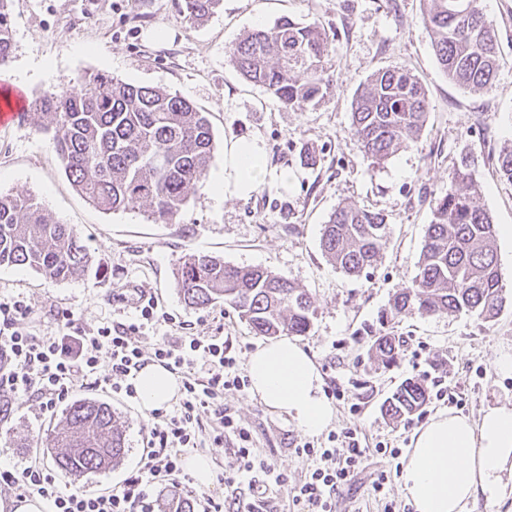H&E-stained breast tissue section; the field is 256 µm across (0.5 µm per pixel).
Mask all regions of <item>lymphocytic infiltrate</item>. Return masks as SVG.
<instances>
[{
    "instance_id": "f902f5d3",
    "label": "lymphocytic infiltrate",
    "mask_w": 512,
    "mask_h": 512,
    "mask_svg": "<svg viewBox=\"0 0 512 512\" xmlns=\"http://www.w3.org/2000/svg\"><path fill=\"white\" fill-rule=\"evenodd\" d=\"M31 305L21 300L0 301V395L11 402L37 399L42 413L56 414L77 381H93L132 398L137 390L129 379L153 356L179 374L183 397L172 415L145 427L146 455L140 467L122 484L93 495L76 489L61 491L54 476L31 456L24 466L0 470V483L20 496L38 497L50 512H155L158 488L177 489L184 475L183 452L210 441L223 444L232 437L238 443L224 472L225 483L252 471H260L265 483L290 487L297 512H335L336 496L363 469L366 450L357 431L343 433L336 448L303 444L297 453L312 457L316 465L303 481L289 485L287 475L274 463L261 458L249 429L224 406L226 391L243 390L248 380L218 336L161 337L152 354L140 345L144 325L159 320L158 304H140V322L95 330L79 327L71 312H63L57 328L48 336H37L25 324ZM110 365V374L100 372Z\"/></svg>"
}]
</instances>
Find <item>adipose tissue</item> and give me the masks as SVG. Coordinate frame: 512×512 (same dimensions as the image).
<instances>
[{
  "mask_svg": "<svg viewBox=\"0 0 512 512\" xmlns=\"http://www.w3.org/2000/svg\"><path fill=\"white\" fill-rule=\"evenodd\" d=\"M264 172L261 150L245 143L231 152L228 174L215 181L216 196L248 194ZM251 393L273 410L285 411L304 431L322 432L334 418L332 402L311 357L295 343L277 341L249 357ZM135 385L144 412L168 405L177 395L175 376L146 364ZM403 474L415 512H466L478 499H499L512 487V408L486 409L478 420L455 413L432 417L412 437Z\"/></svg>",
  "mask_w": 512,
  "mask_h": 512,
  "instance_id": "adipose-tissue-1",
  "label": "adipose tissue"
}]
</instances>
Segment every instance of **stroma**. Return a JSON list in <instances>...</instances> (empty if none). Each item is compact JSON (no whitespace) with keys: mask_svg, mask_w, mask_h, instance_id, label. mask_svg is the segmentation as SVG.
Here are the masks:
<instances>
[{"mask_svg":"<svg viewBox=\"0 0 512 512\" xmlns=\"http://www.w3.org/2000/svg\"><path fill=\"white\" fill-rule=\"evenodd\" d=\"M86 2L12 0V53L0 72L24 79L32 99L59 85L79 88L96 72L176 93L209 115L215 142L210 176H223L225 157L244 142L261 148L266 175L242 196L218 199L199 188L176 223L156 224L146 208L105 212L81 196L64 174L51 135L37 131L32 117L0 127V192L35 196L61 222L78 227L98 260L97 270L65 281L29 267L1 266L0 299L32 305L31 330L43 335L65 310L91 330L134 322V297L141 294L171 316L146 329L145 353L162 336H224L232 354L245 361L263 337L224 303L186 307L175 270L185 255L202 253L287 276L317 301L310 332L295 342L317 365L335 418L327 432L310 435L247 389L225 392V408L292 485L314 466L313 459L296 454V446L326 442L331 432L358 431L370 450L369 464L337 495L336 512H382L372 483L383 470L390 474L387 496L399 512H414L395 460L377 455L376 444L410 448L415 431L446 408L475 418L489 407H512V372L498 364L512 356L511 242H494L510 297L494 320L409 312L386 325L378 322L393 295L415 278L432 208L461 159L474 169L494 224L512 225V183L496 172L499 153L512 147V0H479L499 35V68L492 88L482 92L448 81L421 20L420 0H223L214 15L194 25L179 14L175 0H94L91 8ZM283 16L318 23L333 41L326 72L331 88L317 105H282L245 81L230 60L245 32ZM393 67L412 71L424 83L426 126L416 143L372 168L351 134V104L372 73ZM340 204L380 213L387 224L377 265L359 276L336 269L321 250L323 226ZM378 326L404 339L398 362L387 369L370 356L366 330ZM442 374L446 401L429 398L397 422L384 415L383 403L402 382L428 384ZM71 397L111 405L128 451L105 471L55 472L57 483L90 492L120 485L139 467L147 415L136 401L88 385L75 386ZM59 421L41 414L37 402L13 405L0 423V464H24L37 439L45 465H52L48 441ZM234 446L230 438L220 447L207 442L196 448L210 462L211 481L203 485L186 477L180 497L251 498L249 478L230 486L221 479Z\"/></svg>","mask_w":512,"mask_h":512,"instance_id":"obj_1","label":"stroma"}]
</instances>
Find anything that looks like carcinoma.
<instances>
[{
  "mask_svg": "<svg viewBox=\"0 0 512 512\" xmlns=\"http://www.w3.org/2000/svg\"><path fill=\"white\" fill-rule=\"evenodd\" d=\"M222 2L181 0L179 12L188 22L200 23ZM422 2V20L448 80L474 91L491 86L498 67L497 35L477 0ZM11 49V0H0V67ZM230 54L244 80L284 105L317 104L330 89L325 62L331 42L315 23L281 17L246 33ZM32 108L40 128L52 133L72 185L103 211L146 205L154 223L171 224L189 194L206 182L214 152L209 114L177 94L95 73L78 89L43 92ZM426 113V89L416 75L402 69L374 72L352 102L351 131L363 158L378 164L417 142ZM496 172L512 183V150L499 154ZM496 234L480 202L476 176L463 161L448 193L436 201L412 285L394 296L380 323L408 310L493 320L507 301L492 247ZM385 244L384 217L349 204L330 214L321 238L325 256L349 276L373 267ZM95 264L76 225L62 223L31 196L0 194V266L30 267L64 281ZM175 279L186 306L222 302L258 336H305L311 329L314 297L283 274L188 254ZM401 346L400 337L380 333L371 353L387 367ZM426 401L424 383L408 379L383 411L397 421ZM51 449L60 469L81 475L119 461L126 437L112 406L84 398L65 409Z\"/></svg>",
  "mask_w": 512,
  "mask_h": 512,
  "instance_id": "1",
  "label": "carcinoma"
}]
</instances>
